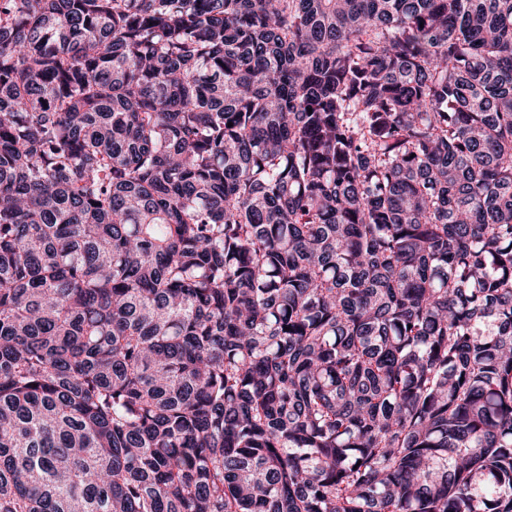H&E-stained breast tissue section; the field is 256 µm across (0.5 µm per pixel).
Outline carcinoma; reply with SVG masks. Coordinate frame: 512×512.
<instances>
[{
  "label": "carcinoma",
  "instance_id": "cac0c4a2",
  "mask_svg": "<svg viewBox=\"0 0 512 512\" xmlns=\"http://www.w3.org/2000/svg\"><path fill=\"white\" fill-rule=\"evenodd\" d=\"M0 512H512V0H0Z\"/></svg>",
  "mask_w": 512,
  "mask_h": 512
}]
</instances>
